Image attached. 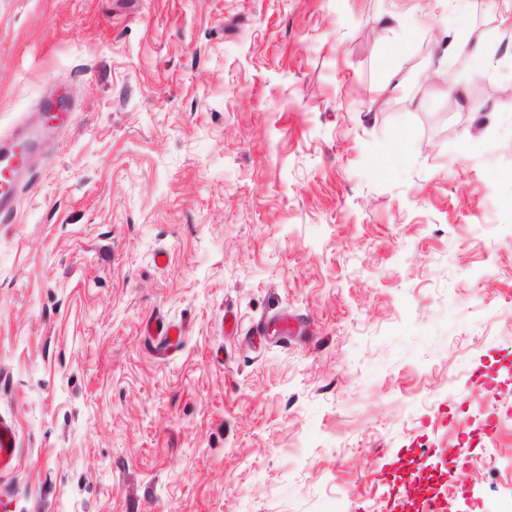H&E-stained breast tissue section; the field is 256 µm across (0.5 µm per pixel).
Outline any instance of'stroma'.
Returning a JSON list of instances; mask_svg holds the SVG:
<instances>
[{
    "mask_svg": "<svg viewBox=\"0 0 512 512\" xmlns=\"http://www.w3.org/2000/svg\"><path fill=\"white\" fill-rule=\"evenodd\" d=\"M510 97L512 0H0V512H389L409 449L512 499ZM18 132L8 138H0V220L2 222L10 219L16 212L18 196L29 173L30 154L35 140L32 135L16 139ZM15 435L9 425L0 422V471L10 470L16 460Z\"/></svg>",
    "mask_w": 512,
    "mask_h": 512,
    "instance_id": "stroma-1",
    "label": "stroma"
}]
</instances>
